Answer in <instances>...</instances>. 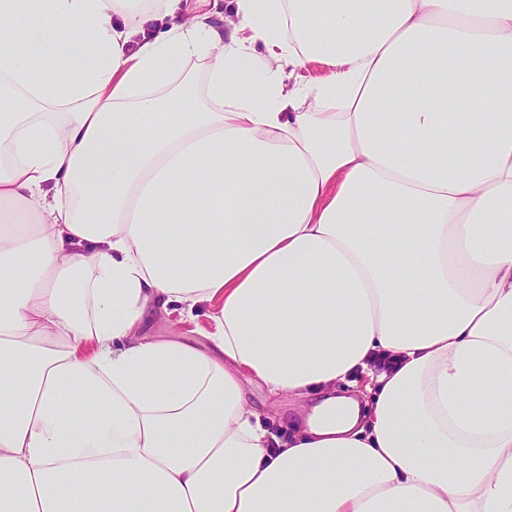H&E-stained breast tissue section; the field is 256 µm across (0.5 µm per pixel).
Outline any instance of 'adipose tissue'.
Returning <instances> with one entry per match:
<instances>
[{
    "instance_id": "adipose-tissue-1",
    "label": "adipose tissue",
    "mask_w": 512,
    "mask_h": 512,
    "mask_svg": "<svg viewBox=\"0 0 512 512\" xmlns=\"http://www.w3.org/2000/svg\"><path fill=\"white\" fill-rule=\"evenodd\" d=\"M180 2L0 0V512H512V0ZM205 312V307L195 308L194 314H198L199 317L191 320L185 316V320L182 322H180L181 316L179 311L172 312L171 315L161 312L155 315V318L144 327L143 331L146 336L154 339H169L174 336H180L183 340L206 346L208 344L207 341L192 331L197 326L207 327V321L202 314ZM246 388L251 404L261 414L267 428L287 438L292 418L297 417L299 407L309 399H296L288 394L270 396L265 387L258 385H246Z\"/></svg>"
}]
</instances>
